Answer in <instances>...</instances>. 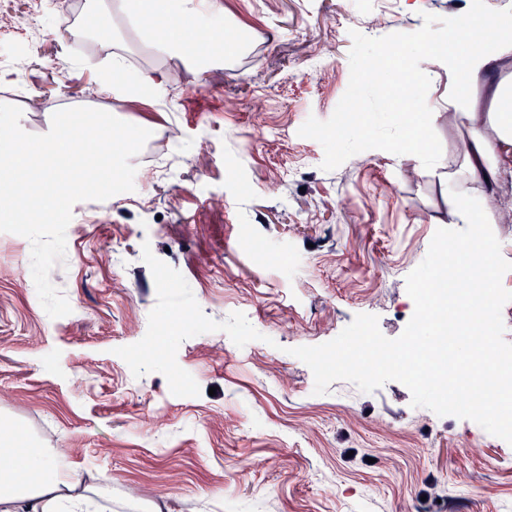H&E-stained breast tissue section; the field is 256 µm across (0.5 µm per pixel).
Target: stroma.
I'll use <instances>...</instances> for the list:
<instances>
[{"label": "stroma", "instance_id": "35a3bbf8", "mask_svg": "<svg viewBox=\"0 0 512 512\" xmlns=\"http://www.w3.org/2000/svg\"><path fill=\"white\" fill-rule=\"evenodd\" d=\"M472 0H388L371 31L412 33L423 13L455 17ZM227 24L251 28L248 51L202 70L142 51L136 71L166 78L151 104L105 109L152 135L132 158L134 189L72 207L66 256L50 272L70 314L50 318L31 244L0 232V422L17 447L60 456L68 473L109 478L105 512H512V447L467 420L412 404L390 381H348L314 394L291 348L334 339L361 313L388 338L412 311L407 276L437 229L454 222L446 185L467 188L464 148L448 116V78L426 101L442 167L372 149L331 171L299 136L329 119L350 77L351 31L369 0H224ZM33 0H0V99L47 133L53 102L81 106L109 60L83 51L76 22L44 15L18 52L15 24ZM68 58H61V47ZM176 168L143 179L162 148ZM179 271L210 318L246 315L260 337L222 331L181 343L176 360L199 395H173L158 372L134 377L114 350L140 341L157 301L143 246Z\"/></svg>", "mask_w": 512, "mask_h": 512}]
</instances>
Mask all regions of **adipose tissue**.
<instances>
[{"mask_svg":"<svg viewBox=\"0 0 512 512\" xmlns=\"http://www.w3.org/2000/svg\"><path fill=\"white\" fill-rule=\"evenodd\" d=\"M83 17L105 15L128 23L138 36L137 44L126 43L108 25H96L95 32L112 66L111 78L101 80L103 96L130 94L145 101L146 90L154 88L159 75H138L137 92H130L124 60L134 46H149L156 52L179 60L213 62L218 54L197 44L193 33L224 15L221 0H86ZM489 33L496 44L493 52L474 48L466 38L468 27ZM438 64L448 73L455 94L448 99L461 128L467 171L476 187L473 196L456 205L458 223L470 224L475 213L492 223V206L497 205V187L504 173H512V77L503 70L512 62V35L503 31L496 14H474L469 25L457 26L455 37L437 51ZM483 79L482 93H471L476 79ZM10 449L0 461V512H99L96 496L106 477L87 484L70 478L62 461L41 448L13 452L11 436L0 437Z\"/></svg>","mask_w":512,"mask_h":512,"instance_id":"adipose-tissue-1","label":"adipose tissue"}]
</instances>
